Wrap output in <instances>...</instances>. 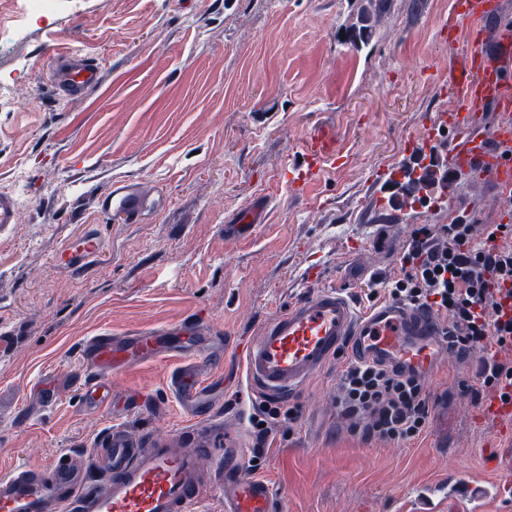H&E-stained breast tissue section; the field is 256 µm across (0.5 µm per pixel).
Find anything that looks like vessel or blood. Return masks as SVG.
<instances>
[{
    "mask_svg": "<svg viewBox=\"0 0 512 512\" xmlns=\"http://www.w3.org/2000/svg\"><path fill=\"white\" fill-rule=\"evenodd\" d=\"M465 22L471 26L470 44L463 55L465 73L453 82L452 105L424 122L406 153L427 167L430 143L436 133H447L439 159L452 169L492 178L511 193L512 21L501 19L499 0H453L449 47H456L455 32ZM99 75L94 63L65 56L57 61L55 86L76 97ZM488 111L497 112L499 120L487 135L476 129L474 117ZM324 161L320 152L308 150L305 167L290 173L295 190L306 189ZM96 202L102 213L121 214L132 224L157 200L141 183L123 181L110 185ZM446 331L445 319L434 311L390 301L360 312L341 291L320 288L269 320L242 345L240 355L251 390L282 398L299 391L345 347L363 362L431 374L448 347ZM208 334V326L194 319L134 336L102 333L88 339L80 352L94 368L84 385L86 402L106 408L119 400L137 409L138 395L119 393L115 378L137 363L177 352L181 337L201 340ZM169 384L188 415L200 422L191 449L162 430L137 438L115 427L91 461L65 455L43 469L21 466L1 475L0 512H195L205 490L226 483L234 492L225 498L224 512H285L270 482L245 472L234 434L212 422L214 406L203 396L204 378L185 364Z\"/></svg>",
    "mask_w": 512,
    "mask_h": 512,
    "instance_id": "obj_1",
    "label": "vessel or blood"
}]
</instances>
